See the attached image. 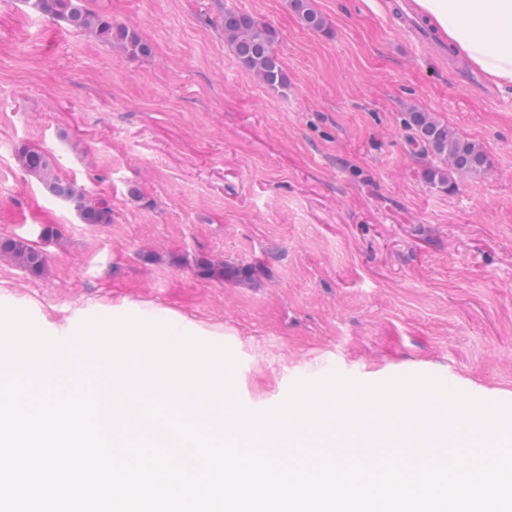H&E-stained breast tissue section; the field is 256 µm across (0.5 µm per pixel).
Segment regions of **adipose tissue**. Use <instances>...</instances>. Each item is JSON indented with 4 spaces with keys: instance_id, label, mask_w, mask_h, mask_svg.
Here are the masks:
<instances>
[{
    "instance_id": "1",
    "label": "adipose tissue",
    "mask_w": 512,
    "mask_h": 512,
    "mask_svg": "<svg viewBox=\"0 0 512 512\" xmlns=\"http://www.w3.org/2000/svg\"><path fill=\"white\" fill-rule=\"evenodd\" d=\"M484 82L512 91V0H415Z\"/></svg>"
}]
</instances>
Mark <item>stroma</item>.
I'll return each mask as SVG.
<instances>
[{
    "label": "stroma",
    "instance_id": "stroma-1",
    "mask_svg": "<svg viewBox=\"0 0 512 512\" xmlns=\"http://www.w3.org/2000/svg\"><path fill=\"white\" fill-rule=\"evenodd\" d=\"M85 0L135 28L130 59L0 0V238L37 240L32 274L0 258V285L35 325L115 296L224 330L239 395L285 401L333 372L365 384L427 375L512 404V92L408 31L391 0ZM270 27L287 87L248 73L215 20ZM427 112L487 159L446 189L405 118ZM34 145L110 201L84 223L15 160ZM201 260L254 264L251 285Z\"/></svg>",
    "mask_w": 512,
    "mask_h": 512
}]
</instances>
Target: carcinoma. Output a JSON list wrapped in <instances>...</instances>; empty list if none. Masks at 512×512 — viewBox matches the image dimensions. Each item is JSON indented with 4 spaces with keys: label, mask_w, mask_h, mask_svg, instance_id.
Returning a JSON list of instances; mask_svg holds the SVG:
<instances>
[{
    "label": "carcinoma",
    "mask_w": 512,
    "mask_h": 512,
    "mask_svg": "<svg viewBox=\"0 0 512 512\" xmlns=\"http://www.w3.org/2000/svg\"><path fill=\"white\" fill-rule=\"evenodd\" d=\"M35 13L61 22L76 30L91 34L100 42L119 49L135 58L150 53V47L139 33L128 26L116 25L103 15L86 8L82 0H26ZM300 22L307 28L322 31L325 19L312 9L308 0H294ZM224 39L232 46L242 66L263 83L285 86L288 77L274 50L275 33L252 16L226 11L220 19ZM408 126L414 131L417 143L437 156L443 165L426 170L428 180L443 187L451 183L452 175L478 174L485 168L486 158L475 143L465 140L425 112L408 113ZM21 169L35 177L54 197L68 203L86 224H109L112 207L104 198H93L72 181L61 178L48 154L43 150L23 146L16 151ZM0 254L9 257L31 273L41 272L45 256L24 238L0 240ZM197 268L208 279L249 283L259 269L250 265H231L201 261Z\"/></svg>",
    "instance_id": "carcinoma-1"
}]
</instances>
